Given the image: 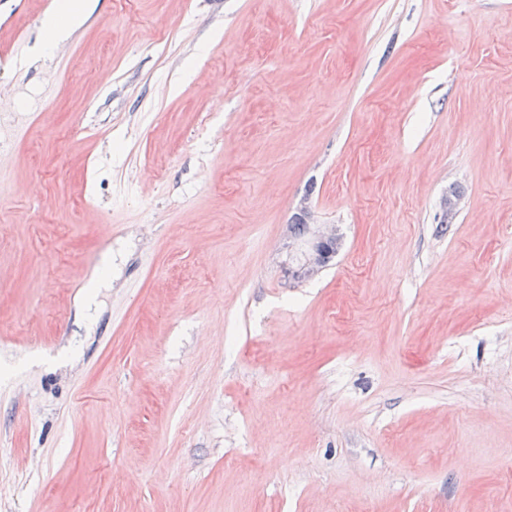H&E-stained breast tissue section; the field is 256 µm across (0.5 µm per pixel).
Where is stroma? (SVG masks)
<instances>
[{
    "instance_id": "1",
    "label": "stroma",
    "mask_w": 512,
    "mask_h": 512,
    "mask_svg": "<svg viewBox=\"0 0 512 512\" xmlns=\"http://www.w3.org/2000/svg\"><path fill=\"white\" fill-rule=\"evenodd\" d=\"M59 2L0 0V512H512V0ZM72 3L68 5V17L69 22L67 24H61L56 17H53L45 23V29L47 32L44 41V50L51 51L54 45L62 42L69 31V28L77 23L79 15L83 10V4L79 1L71 0ZM291 228L294 236H303L305 234V225L307 224L306 235L303 238H296L292 246L300 247L301 257L296 267L289 268V275L293 279H306L316 275L323 267L327 265L330 259L336 254L340 246V239L336 236L335 229L322 227L315 229L311 222V213L304 199L295 214ZM301 223H300V222Z\"/></svg>"
}]
</instances>
